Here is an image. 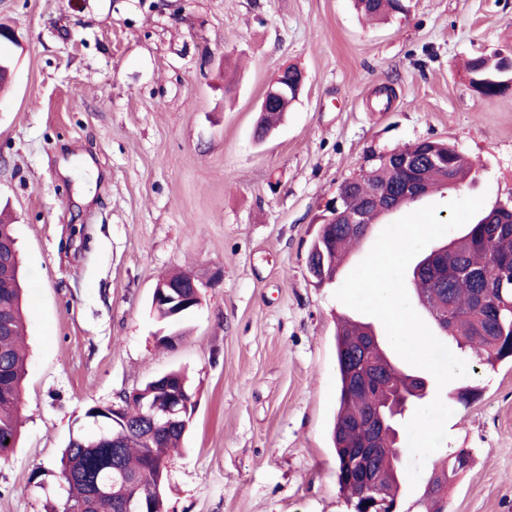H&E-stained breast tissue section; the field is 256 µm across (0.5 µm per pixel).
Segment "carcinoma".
Instances as JSON below:
<instances>
[{"label": "carcinoma", "mask_w": 512, "mask_h": 512, "mask_svg": "<svg viewBox=\"0 0 512 512\" xmlns=\"http://www.w3.org/2000/svg\"><path fill=\"white\" fill-rule=\"evenodd\" d=\"M357 9L371 18H384L407 11L404 0H355ZM504 60L498 55L475 56L468 62L469 73L477 78H491L481 88L500 94L505 91L502 72ZM303 73L287 67L279 75L278 89H288L284 105L268 107L258 136L275 129L281 122L286 106L294 103L302 85ZM398 152L414 157L411 171L373 161L360 173L338 187L340 207L360 211L363 223L372 224L380 212L395 203L407 206L400 187L408 174H413L428 194L449 189L469 177L472 165L457 149L442 141L425 140L406 145ZM360 235L344 224H326L317 235L311 251L319 258L316 268L318 282L330 284L336 280L345 257ZM412 274L432 300V333L448 341V346L469 348L479 362L495 366L512 362V210L494 206L485 211L474 224L447 243L424 255ZM10 312V324L0 330V454L14 448L21 426L20 396L24 376L21 346L24 340L25 313L22 307L19 259L16 241H11V257L0 267V310ZM195 309L190 306L178 316H172L169 305L158 303L152 308L156 319L165 325H175ZM373 335L369 324L354 325L348 317L336 322V361L338 372L337 407L331 441L336 458V482L339 491L348 497L351 512H377L379 505L362 496L352 478L346 451L373 445L388 450V461L381 463L382 485L391 509L400 494L403 479L401 457L397 445L398 426L406 408L426 396L424 378L406 374L395 368L377 342L367 340ZM191 391L186 377L171 371L146 382L139 398L145 401L164 399L172 390ZM146 411L130 407L126 417L133 430L120 447L99 440L98 434H78L68 442L60 460L58 478L68 487L63 512H125L133 497L148 502L149 512H167L163 487L168 453L179 447L185 435L184 427H172L159 433L153 431L145 418ZM85 417L112 431V410L95 406ZM471 456L461 449L445 460L439 472L431 474L423 493L431 504L427 512H439L440 480L447 482L464 473Z\"/></svg>", "instance_id": "carcinoma-1"}]
</instances>
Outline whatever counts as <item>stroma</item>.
I'll return each mask as SVG.
<instances>
[{"label":"stroma","instance_id":"1","mask_svg":"<svg viewBox=\"0 0 512 512\" xmlns=\"http://www.w3.org/2000/svg\"><path fill=\"white\" fill-rule=\"evenodd\" d=\"M371 23L352 0H0L14 75L0 93V208L23 268L26 374L0 512H60L54 475L86 411L173 369L195 413L166 462L167 512H349L335 476L336 318L307 256L324 203L366 153L445 141L473 165L422 198L512 200V89L485 98L468 58L512 50V0H408ZM304 88L264 142L275 73ZM201 303L162 346L150 311L170 269ZM452 410L425 478L469 450L444 512H512V364L449 382Z\"/></svg>","mask_w":512,"mask_h":512}]
</instances>
